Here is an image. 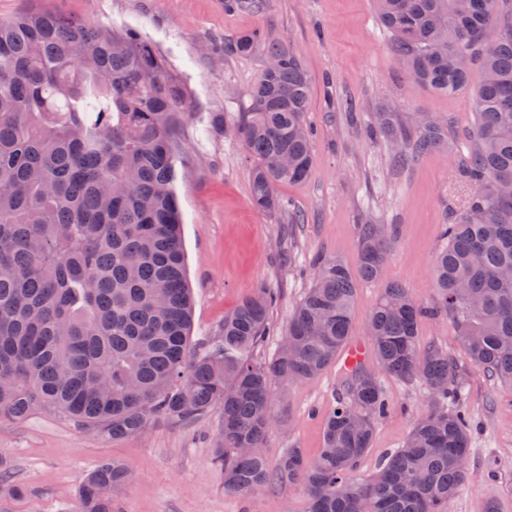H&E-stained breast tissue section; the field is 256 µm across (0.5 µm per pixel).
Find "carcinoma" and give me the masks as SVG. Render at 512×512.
Listing matches in <instances>:
<instances>
[{"instance_id": "obj_1", "label": "carcinoma", "mask_w": 512, "mask_h": 512, "mask_svg": "<svg viewBox=\"0 0 512 512\" xmlns=\"http://www.w3.org/2000/svg\"><path fill=\"white\" fill-rule=\"evenodd\" d=\"M391 49L418 86L454 95L474 63V146L461 175L471 186L443 230L433 303L420 305L390 283L368 324L380 369L420 383L428 395L404 445L375 473L353 471L387 413L377 378L350 371L345 395L327 416L314 463L290 448L275 467L261 448L275 423L274 379L318 378L349 344L355 280L346 264L318 258L313 283L277 349L255 351L269 330L275 296L259 290L224 318L220 336L190 349L192 298L186 282L182 217L173 182L184 88L152 47L127 33L38 8L0 20V416L35 410L71 419L114 439L159 419L176 423L221 410L217 461L224 492L299 485L308 512H450L469 475L470 424L460 410L457 365L419 343V322L448 318L470 361L512 385V0H374ZM243 33L224 52L245 55ZM277 65L263 70L234 127L255 159L251 201L280 208L274 186L305 180L313 165L306 124L311 86L298 57L265 44ZM375 133L420 158L448 148L435 118L402 124L375 113ZM359 276L375 280L393 236L359 225ZM130 475L106 460L84 479L78 512H112V491Z\"/></svg>"}]
</instances>
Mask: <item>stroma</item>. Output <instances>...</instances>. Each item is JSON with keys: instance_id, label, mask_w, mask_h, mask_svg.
<instances>
[{"instance_id": "obj_1", "label": "stroma", "mask_w": 512, "mask_h": 512, "mask_svg": "<svg viewBox=\"0 0 512 512\" xmlns=\"http://www.w3.org/2000/svg\"><path fill=\"white\" fill-rule=\"evenodd\" d=\"M117 32L140 34L186 88L190 110L180 121L173 190L183 215V250L194 298L192 343L219 335L225 315L258 289L276 294L270 330L256 351L270 357L296 304L312 284L316 259L340 256L357 270L360 224H390L393 250L378 279L359 282L352 337L366 340V323L383 288L404 285L416 302L435 296L433 267L452 211L470 192L458 174L473 145L474 102L482 80L473 67L469 88L441 95L410 83L389 49L373 0H0V19L39 6ZM259 31L248 55L225 53L241 33ZM292 51L311 79L307 122L314 131V165L299 183L276 187L282 206L267 213L250 201L253 158L232 133L249 105L248 91L266 65L264 42ZM398 112L402 122L425 112L443 122L448 148L397 165L391 149L366 137L375 112ZM223 114V127L213 118ZM422 345L456 361L462 407L473 421L469 478L451 512H484L496 500L512 512V386L471 364L451 321L423 319ZM375 374L389 404L371 447L354 473L375 472L400 448L426 402L419 383ZM345 370L334 362L316 380L273 381L278 421L263 452L276 464L288 449L315 457L323 420L336 406ZM222 413L188 423L159 420L143 433L114 439L41 411L27 420L0 417V512H75L85 475L102 461L131 469L114 492L113 512H307L301 486L224 492L215 462Z\"/></svg>"}]
</instances>
